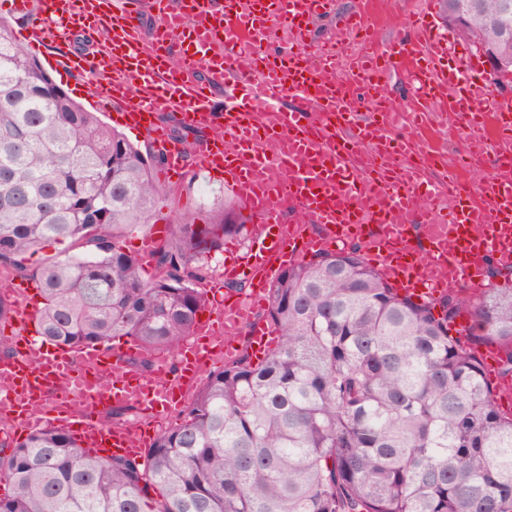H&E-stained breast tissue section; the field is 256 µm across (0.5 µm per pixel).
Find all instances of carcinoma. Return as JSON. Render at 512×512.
I'll list each match as a JSON object with an SVG mask.
<instances>
[{"instance_id": "1", "label": "carcinoma", "mask_w": 512, "mask_h": 512, "mask_svg": "<svg viewBox=\"0 0 512 512\" xmlns=\"http://www.w3.org/2000/svg\"><path fill=\"white\" fill-rule=\"evenodd\" d=\"M466 2L461 37L512 56V10ZM166 164L74 100L0 19V268L36 284L43 339L125 337L140 350L126 365L146 370L191 336L208 261L247 218L234 199L181 214L144 277L123 239L149 235ZM51 240L78 252L27 267ZM500 275L491 263L479 293L416 302L357 246L303 258L268 288L276 345L211 369L141 457H102L52 426L1 444L0 512H512V388L478 353L497 345L512 376Z\"/></svg>"}]
</instances>
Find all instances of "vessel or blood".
Instances as JSON below:
<instances>
[{
  "instance_id": "b4317fda",
  "label": "vessel or blood",
  "mask_w": 512,
  "mask_h": 512,
  "mask_svg": "<svg viewBox=\"0 0 512 512\" xmlns=\"http://www.w3.org/2000/svg\"><path fill=\"white\" fill-rule=\"evenodd\" d=\"M155 4L157 22L146 34L125 6L110 13L99 0H41L33 33L86 34L107 24V47L50 65L94 78L95 106L120 104L126 126L150 131L168 159L166 181L181 179L184 146L159 114L178 113L184 127L205 130L197 166L222 174L258 222L244 260L224 267L225 281H247L251 292L216 298L191 341L177 355H155L147 374L124 370L115 350L43 342L35 307L17 304V354L0 360V420L24 436L52 423L103 456H140L155 437L153 421L173 412L207 370L233 359L239 337L268 344L273 334L254 315L267 305V284L281 265L356 240L400 291L435 299L481 278L485 258L512 266V109L493 105L475 63L450 65L448 38L428 12L383 42L374 0H361L332 33L350 50L342 70L334 58L300 55L317 47L313 22L332 0ZM282 26L295 32L294 45L271 48ZM245 53L251 63L243 68ZM396 70L407 74L412 102L399 123L386 89ZM360 103L373 112H358ZM438 112L491 165L492 176L474 190L489 195L488 205L452 181L432 188L410 163L413 151L429 146L426 127ZM286 199L296 201L298 217L285 218ZM130 402L145 420L102 424L112 405Z\"/></svg>"
}]
</instances>
